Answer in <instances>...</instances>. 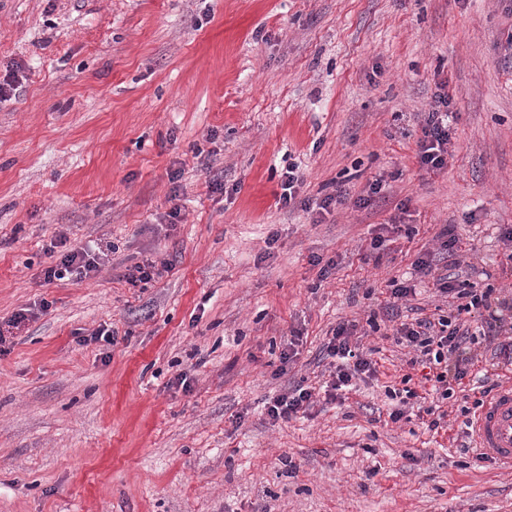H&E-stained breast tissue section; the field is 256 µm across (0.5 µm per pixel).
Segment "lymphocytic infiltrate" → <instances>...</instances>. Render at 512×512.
Masks as SVG:
<instances>
[{
	"instance_id": "1",
	"label": "lymphocytic infiltrate",
	"mask_w": 512,
	"mask_h": 512,
	"mask_svg": "<svg viewBox=\"0 0 512 512\" xmlns=\"http://www.w3.org/2000/svg\"><path fill=\"white\" fill-rule=\"evenodd\" d=\"M451 102L448 94L436 95L431 108L421 115L417 158L423 169L434 172L448 165L451 124L455 118L450 109ZM51 246L57 249L58 257L42 272L43 280L47 283L63 279L76 282L90 279L113 250L109 242L94 248L71 247L63 235L52 241ZM435 286L443 295L462 299V311L477 312L479 331H472L469 325L452 322L443 315L435 320L423 318L401 324L396 334L399 341L405 342L415 352L410 360L411 365L428 368L432 391L440 399L447 400L455 394V382L462 380L474 367L476 357L471 347L478 340H485L492 346L498 367L512 366V303L496 297L490 288L480 293L460 289L455 277L448 273L437 277ZM357 334L356 322L341 323L334 328L325 346L327 356L338 361L333 379L325 391L329 400L343 399L344 395L353 391L356 379L377 375L372 360L357 350Z\"/></svg>"
}]
</instances>
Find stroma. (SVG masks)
<instances>
[{
  "label": "stroma",
  "instance_id": "35a3bbf8",
  "mask_svg": "<svg viewBox=\"0 0 512 512\" xmlns=\"http://www.w3.org/2000/svg\"><path fill=\"white\" fill-rule=\"evenodd\" d=\"M511 33L512 0H0V80L21 81L0 103V325L26 316L0 353V512H512V471L463 448L475 380L436 434L385 396L422 381L394 314L450 312L415 270L427 252L445 272L446 225L464 282L512 298ZM443 82L451 154L427 172ZM291 164L300 200L388 189L285 207ZM62 233L115 250L43 283ZM146 260L170 269L130 286ZM351 320L377 377L271 420L329 381ZM451 102L448 92L438 94L428 112H421L422 136L417 142V158L421 168L427 171H441L448 166L451 123L455 118V112L450 109ZM282 190L279 201L284 206L294 204L296 200L297 186L302 183V176L298 166L289 165L287 171L283 174ZM313 393L311 390L299 387L288 394L281 395L270 402L267 408L268 416L274 420L289 421L300 412L307 413L314 407Z\"/></svg>",
  "mask_w": 512,
  "mask_h": 512
}]
</instances>
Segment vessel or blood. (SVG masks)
I'll use <instances>...</instances> for the list:
<instances>
[{
  "instance_id": "vessel-or-blood-1",
  "label": "vessel or blood",
  "mask_w": 512,
  "mask_h": 512,
  "mask_svg": "<svg viewBox=\"0 0 512 512\" xmlns=\"http://www.w3.org/2000/svg\"><path fill=\"white\" fill-rule=\"evenodd\" d=\"M473 437L483 453L512 469V384L501 387L477 413Z\"/></svg>"
}]
</instances>
